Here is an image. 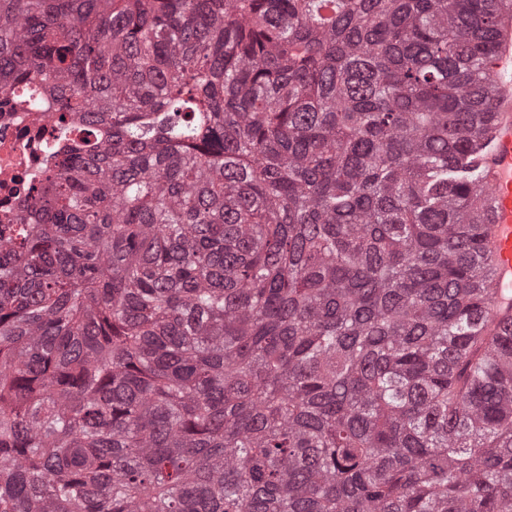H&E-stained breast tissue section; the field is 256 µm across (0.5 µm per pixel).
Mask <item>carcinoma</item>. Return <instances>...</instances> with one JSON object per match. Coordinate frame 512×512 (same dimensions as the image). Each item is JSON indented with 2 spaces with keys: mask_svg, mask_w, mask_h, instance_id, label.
Wrapping results in <instances>:
<instances>
[{
  "mask_svg": "<svg viewBox=\"0 0 512 512\" xmlns=\"http://www.w3.org/2000/svg\"><path fill=\"white\" fill-rule=\"evenodd\" d=\"M496 11L0 0L80 131L0 221V512H512ZM498 47L489 63L498 84L488 131V154L480 161L479 188L485 200L484 220L493 246L492 303L512 288V2L497 9Z\"/></svg>",
  "mask_w": 512,
  "mask_h": 512,
  "instance_id": "cac0c4a2",
  "label": "carcinoma"
}]
</instances>
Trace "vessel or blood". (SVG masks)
I'll list each match as a JSON object with an SVG mask.
<instances>
[{"mask_svg": "<svg viewBox=\"0 0 512 512\" xmlns=\"http://www.w3.org/2000/svg\"><path fill=\"white\" fill-rule=\"evenodd\" d=\"M498 47L489 67L498 84L488 131V154L480 162L479 188L484 220L493 246L492 298L512 288V0L497 9Z\"/></svg>", "mask_w": 512, "mask_h": 512, "instance_id": "vessel-or-blood-1", "label": "vessel or blood"}]
</instances>
